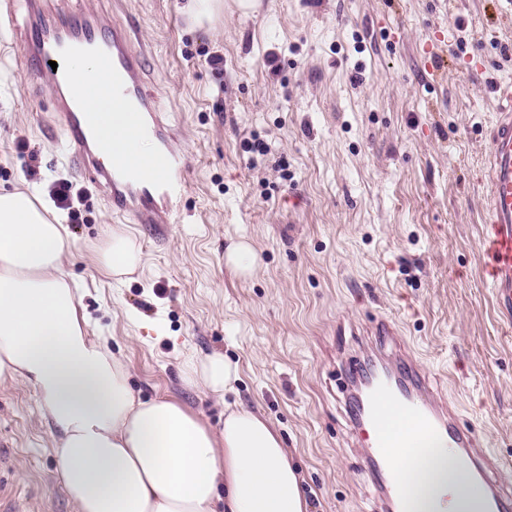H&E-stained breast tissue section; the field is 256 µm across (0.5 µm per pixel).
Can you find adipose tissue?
Masks as SVG:
<instances>
[{"label":"adipose tissue","mask_w":512,"mask_h":512,"mask_svg":"<svg viewBox=\"0 0 512 512\" xmlns=\"http://www.w3.org/2000/svg\"><path fill=\"white\" fill-rule=\"evenodd\" d=\"M72 248L65 212L39 187L0 189V384L38 394L76 512H308L288 450L259 413L225 403L217 430L176 400L131 388L105 340L88 334L66 271ZM97 260L120 277L141 254L115 232ZM237 378L220 352L183 365L185 384L219 401ZM382 416L394 435L415 436L401 459L408 512H472V486L447 448L415 435L391 403Z\"/></svg>","instance_id":"obj_1"}]
</instances>
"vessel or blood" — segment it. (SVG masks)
<instances>
[{
	"mask_svg": "<svg viewBox=\"0 0 512 512\" xmlns=\"http://www.w3.org/2000/svg\"><path fill=\"white\" fill-rule=\"evenodd\" d=\"M135 31L109 23L85 9L67 20L32 9L22 59L56 92L60 131L89 180L106 192L113 213L132 215L138 224H168L186 191L188 157L177 133L164 120L157 97L143 82V54L134 48ZM81 56L105 58L111 98L91 110L80 73L67 65ZM500 101L489 137L488 221L484 245L487 273L499 285L501 305L512 310V82L499 84ZM154 142L152 156L138 153L141 141ZM371 333L394 347L395 360L372 367L357 361L350 369L352 428L364 465L384 512H406L401 496L398 454L380 428V401L393 400L418 421L424 435L448 446L476 476L477 512H512V485L498 471L512 463L493 459L477 433L461 423L455 407L435 391L414 353L400 345L393 323L373 318Z\"/></svg>",
	"mask_w": 512,
	"mask_h": 512,
	"instance_id": "obj_1",
	"label": "vessel or blood"
}]
</instances>
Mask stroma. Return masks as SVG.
<instances>
[{
    "mask_svg": "<svg viewBox=\"0 0 512 512\" xmlns=\"http://www.w3.org/2000/svg\"><path fill=\"white\" fill-rule=\"evenodd\" d=\"M184 0H95L135 26L143 80L188 155L171 224H128L73 165L54 93L16 66L26 0L0 26V189L70 182L79 212L67 272L91 325L142 397L213 427L224 406L181 378L186 355L236 363L229 400L283 439L309 512L379 503L341 393L376 316L397 325L438 393L492 457L512 461V312L486 272L482 180L496 85L512 77L507 0H236L199 27ZM442 40L433 61L424 46ZM276 54L268 66V54ZM224 58L214 69L209 56ZM259 133L268 155L242 144ZM142 263L103 275L111 232ZM254 249L246 276L229 248ZM32 387L0 384V512H76Z\"/></svg>",
    "mask_w": 512,
    "mask_h": 512,
    "instance_id": "obj_1",
    "label": "stroma"
}]
</instances>
